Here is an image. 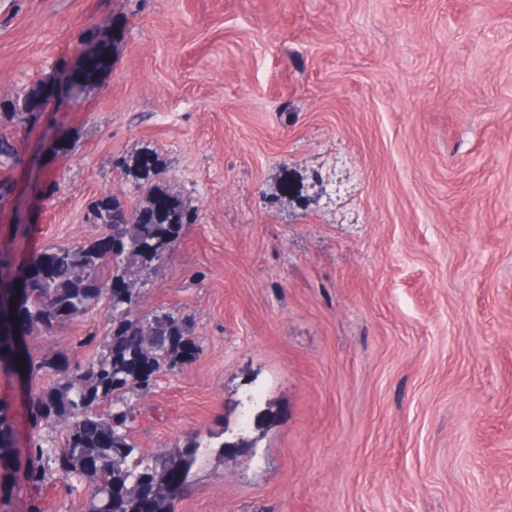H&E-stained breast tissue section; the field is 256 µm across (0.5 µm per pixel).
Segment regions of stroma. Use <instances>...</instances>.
Instances as JSON below:
<instances>
[{"instance_id":"35a3bbf8","label":"stroma","mask_w":512,"mask_h":512,"mask_svg":"<svg viewBox=\"0 0 512 512\" xmlns=\"http://www.w3.org/2000/svg\"><path fill=\"white\" fill-rule=\"evenodd\" d=\"M91 29L121 33L108 73L35 127L0 114V276L92 243L103 196L196 210L133 272L139 316L197 344L134 400L141 452L212 444L173 512H512V0H0V99ZM111 323L26 350L82 366ZM52 380L0 369L18 448ZM91 489L19 480L0 512Z\"/></svg>"}]
</instances>
